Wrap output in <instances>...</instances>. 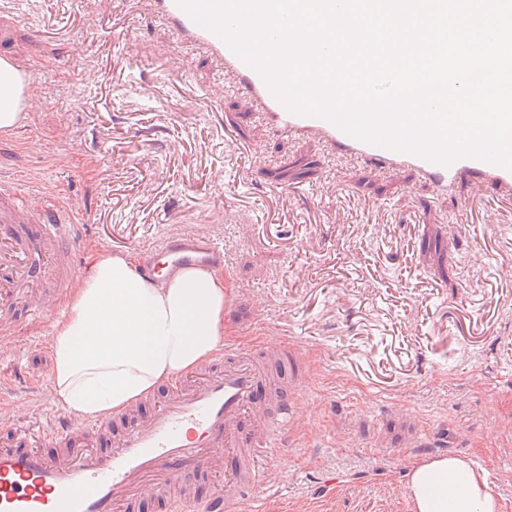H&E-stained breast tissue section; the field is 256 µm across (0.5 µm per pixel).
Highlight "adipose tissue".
<instances>
[{
    "label": "adipose tissue",
    "instance_id": "obj_1",
    "mask_svg": "<svg viewBox=\"0 0 512 512\" xmlns=\"http://www.w3.org/2000/svg\"><path fill=\"white\" fill-rule=\"evenodd\" d=\"M78 288L50 338L54 403L94 420L122 413L224 348L222 271L188 268L155 286L130 252L96 254L75 273ZM412 512H498L486 477L463 458L414 464Z\"/></svg>",
    "mask_w": 512,
    "mask_h": 512
}]
</instances>
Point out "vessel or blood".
<instances>
[{
	"instance_id": "1",
	"label": "vessel or blood",
	"mask_w": 512,
	"mask_h": 512,
	"mask_svg": "<svg viewBox=\"0 0 512 512\" xmlns=\"http://www.w3.org/2000/svg\"><path fill=\"white\" fill-rule=\"evenodd\" d=\"M154 13L178 39L204 49L223 65V77L206 87L209 104L222 102L229 81L275 131L316 136L377 173L410 169L442 191L461 180L486 183L500 197L512 199V169L472 157L442 165L356 139L327 119L294 114L255 69L217 34L196 25L177 0H154ZM0 82L18 89L17 118L40 108L26 58L5 46H0ZM23 207L17 181L0 180V350L25 327L13 316L14 308L34 319L64 315L63 265L84 239L78 207H24L35 227L34 243L45 257L42 275L34 276L29 253L19 245L23 231L12 218ZM223 264L224 249L214 238L185 230L166 237L145 257L142 270L153 280L186 268ZM279 352L292 364L288 389L279 398L272 388L276 372L266 360L267 347L228 346L202 381H171L149 415L129 411L120 432H113L108 417L75 423L55 416L43 425L39 448H0V512H133L143 497L182 484L186 466H197L204 476L219 470L228 448L237 449L239 465L223 494L204 501L172 498L168 507L170 512H240L256 477L259 454L281 453L296 417L293 400L304 384L297 368L299 351L284 343ZM102 439L109 442L107 453L74 450L77 442Z\"/></svg>"
}]
</instances>
